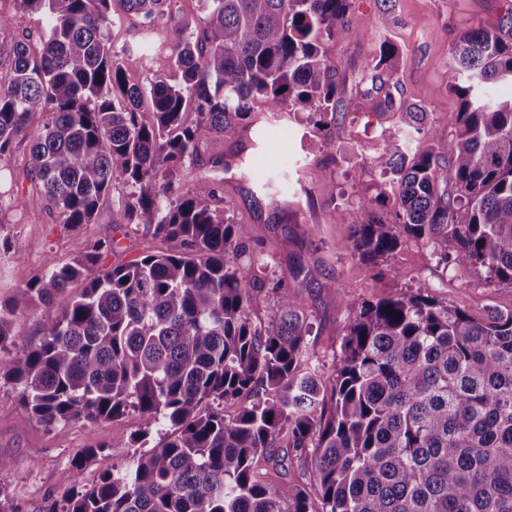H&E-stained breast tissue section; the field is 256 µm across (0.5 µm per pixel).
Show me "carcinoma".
I'll use <instances>...</instances> for the list:
<instances>
[{
    "label": "carcinoma",
    "instance_id": "carcinoma-1",
    "mask_svg": "<svg viewBox=\"0 0 512 512\" xmlns=\"http://www.w3.org/2000/svg\"><path fill=\"white\" fill-rule=\"evenodd\" d=\"M48 28L2 37L0 171L36 113L49 115L30 148V177L75 229L93 222L116 183L130 193L112 223L144 226L167 243L127 265L101 267L112 239L0 298V380L15 385L29 418L48 429L114 422L134 410L166 426L91 488L79 476L100 449L71 461L76 479L44 512H512V311L477 319L420 286L376 301L350 298L339 365L326 385L310 365L309 323L290 289L257 254L239 260L248 224L224 216V188H184L177 173L215 133L234 136L255 108L308 111L336 121V70L325 43L350 26L353 0H200L204 17L174 24L180 73L130 85L132 58L112 49V0H15ZM129 13H165L171 0H123ZM398 48L379 45L380 105L431 144L406 153L389 135L371 164L386 177L374 201L336 210L352 225L359 259L389 265L414 239L439 262L476 264L512 285V100L490 90L512 82V17L463 33L448 86L460 98L455 137L424 126L382 73ZM195 114V119L188 114ZM450 156L441 173L439 160ZM451 190H443L440 182ZM275 312L252 318L260 295ZM57 312L21 358L17 319ZM239 404L224 417V405ZM312 469L304 486L263 473Z\"/></svg>",
    "mask_w": 512,
    "mask_h": 512
}]
</instances>
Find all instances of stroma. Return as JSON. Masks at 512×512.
I'll return each instance as SVG.
<instances>
[{"label":"stroma","mask_w":512,"mask_h":512,"mask_svg":"<svg viewBox=\"0 0 512 512\" xmlns=\"http://www.w3.org/2000/svg\"><path fill=\"white\" fill-rule=\"evenodd\" d=\"M112 12L108 38L113 48L150 56L149 69L129 68L128 83L141 85L155 74L173 78L172 50L157 42L170 26L169 17L127 15L119 0ZM511 12L512 0H395L385 21L380 0H355L345 38L325 45L339 86L334 125L321 131L307 112L259 111L248 129L215 137L199 160L180 170L181 181L189 185L223 181L227 217L250 225L251 250L267 253L269 276L288 285L307 315L311 360L322 378H332L339 363L348 298L375 300L423 286L477 318L490 309L512 310L511 285H487L483 270L475 267L443 268L426 246L412 239L402 243L389 266L362 262L350 248V225L335 218L336 209L376 197L383 178L370 158L398 125L397 115L381 112L372 88L370 63L380 43L391 41L400 50L388 78L401 98L421 107L430 128L450 138L458 127V102L448 89L452 47L464 32L498 26ZM322 134L334 140L333 153L316 150ZM29 160L28 145H21L9 171L0 174V187L16 185L31 197L24 211L0 213V297L71 261L100 238L116 241L102 260L107 268L164 250V242L152 232L113 224L112 214L129 191L121 183L102 201L93 223L74 231L55 223L45 201L32 197L23 178ZM313 266L321 271V281L304 277V269ZM325 279L330 282L326 288L321 285ZM157 430L132 411L114 423L49 431L28 419L17 389L0 382V487L13 493L21 512H43L73 480L93 486L128 454L124 448L105 451V444L143 435L152 446ZM86 448L97 449V456L81 473H73L71 459Z\"/></svg>","instance_id":"1"}]
</instances>
